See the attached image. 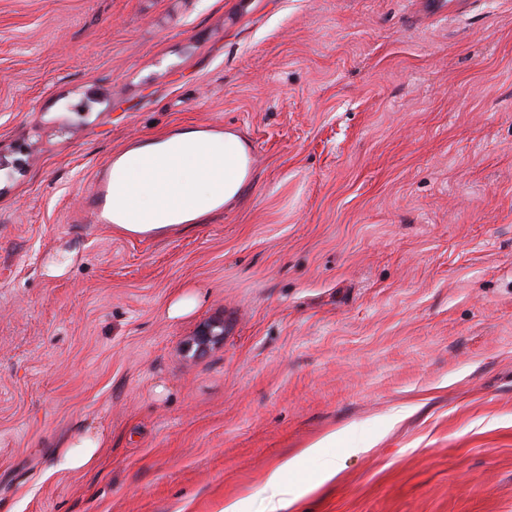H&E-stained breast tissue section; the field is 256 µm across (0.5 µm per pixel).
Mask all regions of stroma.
Listing matches in <instances>:
<instances>
[{"label":"stroma","mask_w":512,"mask_h":512,"mask_svg":"<svg viewBox=\"0 0 512 512\" xmlns=\"http://www.w3.org/2000/svg\"><path fill=\"white\" fill-rule=\"evenodd\" d=\"M430 2L0 0V512H219L332 432L296 512H512V0ZM205 124L241 200L72 222ZM223 341V323L218 321L208 322L201 325L194 336L185 343V350L194 348L197 355H203L213 346L220 345ZM70 448L76 449L64 456L61 467L76 469L84 467L92 461L98 448V443L93 438H85L80 444Z\"/></svg>","instance_id":"stroma-1"}]
</instances>
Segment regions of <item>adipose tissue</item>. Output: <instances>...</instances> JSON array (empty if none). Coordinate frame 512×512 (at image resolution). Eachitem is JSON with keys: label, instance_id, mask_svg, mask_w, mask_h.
Listing matches in <instances>:
<instances>
[{"label": "adipose tissue", "instance_id": "obj_1", "mask_svg": "<svg viewBox=\"0 0 512 512\" xmlns=\"http://www.w3.org/2000/svg\"><path fill=\"white\" fill-rule=\"evenodd\" d=\"M242 154L236 136L198 131H184L127 152L125 178L112 198L123 213L116 231L152 237L203 218L237 194ZM335 440V435H327L300 456L283 459L267 478L259 512H290L309 491L292 478L301 458L322 457L326 444Z\"/></svg>", "mask_w": 512, "mask_h": 512}]
</instances>
